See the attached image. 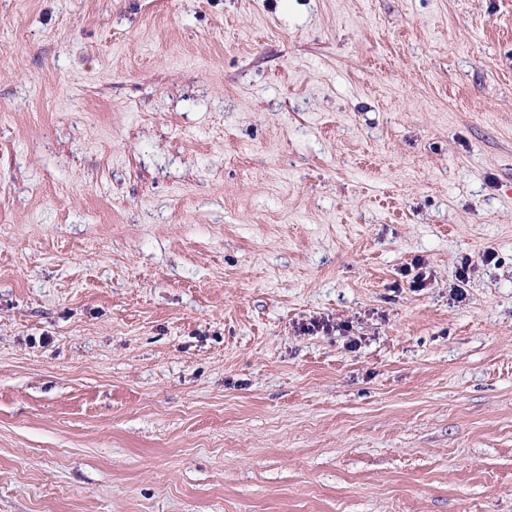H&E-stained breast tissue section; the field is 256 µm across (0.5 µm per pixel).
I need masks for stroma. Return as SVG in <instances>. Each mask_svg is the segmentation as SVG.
Here are the masks:
<instances>
[{"label":"stroma","instance_id":"1","mask_svg":"<svg viewBox=\"0 0 512 512\" xmlns=\"http://www.w3.org/2000/svg\"><path fill=\"white\" fill-rule=\"evenodd\" d=\"M0 512H512V0H0Z\"/></svg>","mask_w":512,"mask_h":512}]
</instances>
